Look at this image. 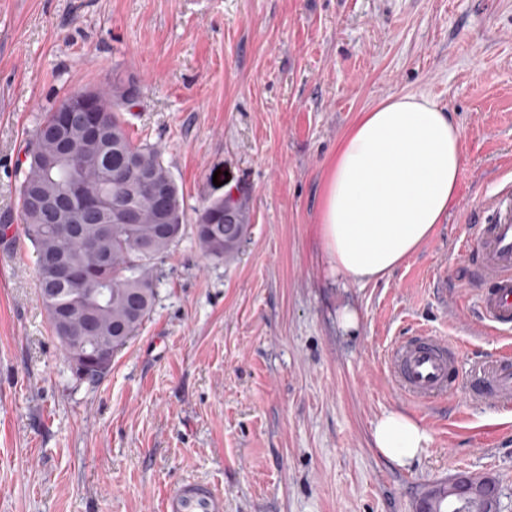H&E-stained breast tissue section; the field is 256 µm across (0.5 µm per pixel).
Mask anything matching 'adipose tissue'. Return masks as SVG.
<instances>
[{
  "mask_svg": "<svg viewBox=\"0 0 512 512\" xmlns=\"http://www.w3.org/2000/svg\"><path fill=\"white\" fill-rule=\"evenodd\" d=\"M463 161L460 127L429 97L395 93L360 113L328 165L317 216L336 273L377 281L415 253L447 216ZM373 438L402 465L431 444L397 412L375 422Z\"/></svg>",
  "mask_w": 512,
  "mask_h": 512,
  "instance_id": "ef3b65f1",
  "label": "adipose tissue"
}]
</instances>
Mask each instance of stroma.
Instances as JSON below:
<instances>
[{
    "instance_id": "stroma-1",
    "label": "stroma",
    "mask_w": 512,
    "mask_h": 512,
    "mask_svg": "<svg viewBox=\"0 0 512 512\" xmlns=\"http://www.w3.org/2000/svg\"><path fill=\"white\" fill-rule=\"evenodd\" d=\"M115 75L136 88L130 135L161 149L186 209L240 192L250 234L219 261L187 219L153 312L89 384L38 298L19 162L45 112ZM392 93L448 111L464 164L432 236L357 283L327 261L320 185ZM509 182L512 0H0V512H161L188 480L224 512H416L461 473L495 479L512 512V407L465 391L507 339L464 285L471 216ZM417 329L455 346L462 389L432 407L381 364ZM388 411L431 435L409 465L373 444Z\"/></svg>"
}]
</instances>
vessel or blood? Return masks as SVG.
Masks as SVG:
<instances>
[{
	"label": "vessel or blood",
	"mask_w": 512,
	"mask_h": 512,
	"mask_svg": "<svg viewBox=\"0 0 512 512\" xmlns=\"http://www.w3.org/2000/svg\"><path fill=\"white\" fill-rule=\"evenodd\" d=\"M486 217L468 242L481 257L479 277L490 288L480 294L484 327L503 334L512 331V185H505L484 206ZM386 365L400 396L428 404L452 388L453 361L446 340L423 331L394 342ZM487 402L512 403V349L504 348L497 364L480 375ZM163 512H224V497L214 487L187 482L170 493Z\"/></svg>",
	"instance_id": "obj_1"
}]
</instances>
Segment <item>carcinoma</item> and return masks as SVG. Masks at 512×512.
I'll return each instance as SVG.
<instances>
[{
    "mask_svg": "<svg viewBox=\"0 0 512 512\" xmlns=\"http://www.w3.org/2000/svg\"><path fill=\"white\" fill-rule=\"evenodd\" d=\"M135 97L130 83L112 80L96 91V112L72 128L61 144L69 115L46 113L27 146L19 184V218L36 253L39 297L54 325L62 311L84 327L78 346L91 352L105 339L122 350L155 306L161 265L186 221L184 196L161 150L136 143L122 112ZM245 201L228 193L196 211V240L209 257L238 254L249 234ZM82 274L74 286L58 266ZM497 484L459 476L445 493L432 490L427 512H447L464 498L466 512H496Z\"/></svg>",
    "mask_w": 512,
    "mask_h": 512,
    "instance_id": "carcinoma-1",
    "label": "carcinoma"
}]
</instances>
